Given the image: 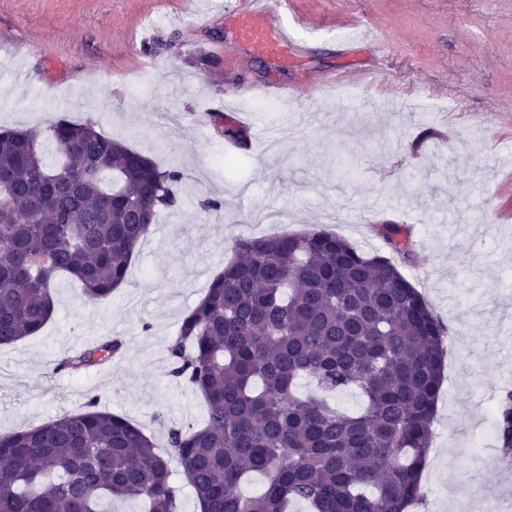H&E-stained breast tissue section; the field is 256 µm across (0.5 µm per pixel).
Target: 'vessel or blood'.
Returning <instances> with one entry per match:
<instances>
[{
    "label": "vessel or blood",
    "instance_id": "vessel-or-blood-1",
    "mask_svg": "<svg viewBox=\"0 0 512 512\" xmlns=\"http://www.w3.org/2000/svg\"><path fill=\"white\" fill-rule=\"evenodd\" d=\"M287 8L288 0H238L224 13L232 45L277 69L301 62L308 48L289 28Z\"/></svg>",
    "mask_w": 512,
    "mask_h": 512
}]
</instances>
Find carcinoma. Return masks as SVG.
I'll list each match as a JSON object with an SVG mask.
<instances>
[{
    "label": "carcinoma",
    "instance_id": "1",
    "mask_svg": "<svg viewBox=\"0 0 512 512\" xmlns=\"http://www.w3.org/2000/svg\"><path fill=\"white\" fill-rule=\"evenodd\" d=\"M224 137L247 144L224 115ZM42 144L0 133V346L38 335L55 311L53 283L79 281L88 301L126 280L150 225L139 214L177 209L181 172L96 129L60 116ZM386 254H366L317 226L292 235H239L232 257L182 319L165 375L201 395L207 419L169 432L168 456L130 420L85 409L0 434V512H107L139 500L177 512V460L200 512H408L423 499L421 472L444 380L445 328L398 263L415 260L400 224H382ZM115 337L68 355L78 371L122 353ZM306 377L315 392L298 393ZM357 390L350 413L331 396ZM512 452V392L495 419ZM259 474L262 493L240 484Z\"/></svg>",
    "mask_w": 512,
    "mask_h": 512
}]
</instances>
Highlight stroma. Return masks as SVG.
Wrapping results in <instances>:
<instances>
[{
    "label": "stroma",
    "instance_id": "obj_1",
    "mask_svg": "<svg viewBox=\"0 0 512 512\" xmlns=\"http://www.w3.org/2000/svg\"><path fill=\"white\" fill-rule=\"evenodd\" d=\"M237 2L0 0V131L41 133L65 115L182 174L180 207L152 226L122 288L93 304L59 279L40 334L0 346V433L95 396L165 447L170 428L205 422L203 398L163 365L235 237L318 225L376 253L379 225L403 224L417 258L400 271L449 336L414 512H512L493 428L512 391V0H290L312 52L276 75L226 49ZM358 19L378 44H345ZM344 67L381 77L333 82ZM273 77L291 93L251 95ZM223 106L253 114L277 149L229 153ZM105 336L124 340L121 357L57 370Z\"/></svg>",
    "mask_w": 512,
    "mask_h": 512
}]
</instances>
